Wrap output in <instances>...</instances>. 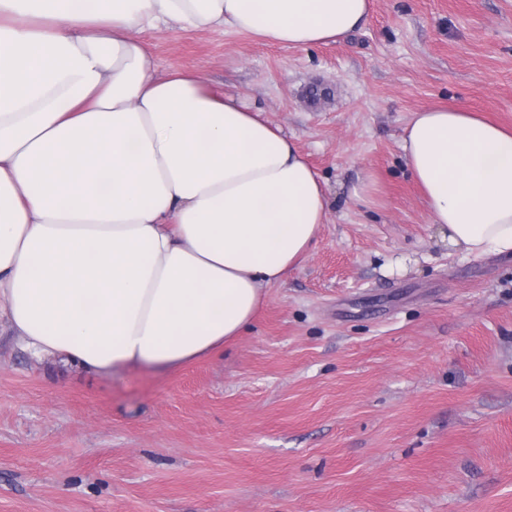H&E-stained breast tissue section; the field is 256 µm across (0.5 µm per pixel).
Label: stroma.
Here are the masks:
<instances>
[{
  "mask_svg": "<svg viewBox=\"0 0 512 512\" xmlns=\"http://www.w3.org/2000/svg\"><path fill=\"white\" fill-rule=\"evenodd\" d=\"M143 38L294 139L328 220L251 329L178 370L100 376L0 332V512H512V256L450 249L400 149L430 107L512 127V0H374L308 49Z\"/></svg>",
  "mask_w": 512,
  "mask_h": 512,
  "instance_id": "35a3bbf8",
  "label": "stroma"
}]
</instances>
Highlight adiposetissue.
Here are the masks:
<instances>
[{
	"label": "adipose tissue",
	"mask_w": 512,
	"mask_h": 512,
	"mask_svg": "<svg viewBox=\"0 0 512 512\" xmlns=\"http://www.w3.org/2000/svg\"><path fill=\"white\" fill-rule=\"evenodd\" d=\"M373 0H0V324L98 375L223 352L308 255L325 183L263 113L142 33L338 42ZM404 166L449 248L512 255V131L416 112Z\"/></svg>",
	"instance_id": "adipose-tissue-1"
}]
</instances>
